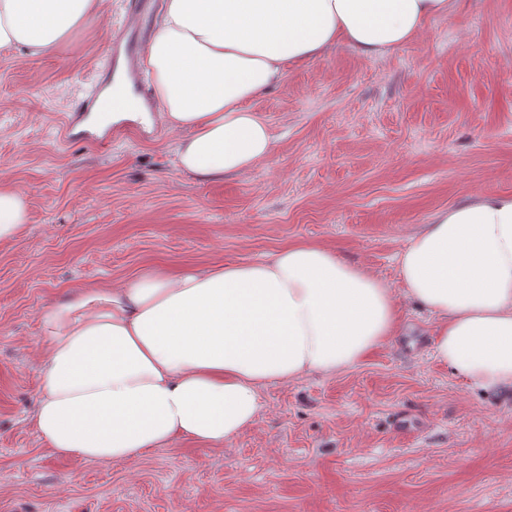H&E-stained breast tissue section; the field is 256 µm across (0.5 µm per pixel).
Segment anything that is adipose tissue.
I'll list each match as a JSON object with an SVG mask.
<instances>
[{"label":"adipose tissue","instance_id":"obj_1","mask_svg":"<svg viewBox=\"0 0 512 512\" xmlns=\"http://www.w3.org/2000/svg\"><path fill=\"white\" fill-rule=\"evenodd\" d=\"M105 0H0V48L37 53L99 18ZM455 0H164L140 56L155 110L181 136L182 172L244 175L272 153L250 106L287 68L344 44L381 57ZM30 221L0 184V243ZM405 298L435 321V358L484 391L512 389V191L436 211L398 257ZM392 289L317 244L203 271L151 268L89 286L40 315L48 357L33 426L58 456L108 464L190 438L216 446L263 409L261 391L359 365L399 332Z\"/></svg>","mask_w":512,"mask_h":512}]
</instances>
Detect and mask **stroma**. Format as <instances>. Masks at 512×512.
Returning a JSON list of instances; mask_svg holds the SVG:
<instances>
[{"label":"stroma","mask_w":512,"mask_h":512,"mask_svg":"<svg viewBox=\"0 0 512 512\" xmlns=\"http://www.w3.org/2000/svg\"><path fill=\"white\" fill-rule=\"evenodd\" d=\"M124 7L106 0L40 54L0 49V181L30 211L0 244V512H512V390L452 375L407 303L403 331L356 368L265 387L259 419L223 446L186 438L97 464L38 439L39 315L72 289L294 242L396 289L399 252L436 211L512 191V0H458L383 57L340 46L287 69L252 101L270 158L211 181L180 171L158 121L107 152L61 143Z\"/></svg>","instance_id":"1"}]
</instances>
